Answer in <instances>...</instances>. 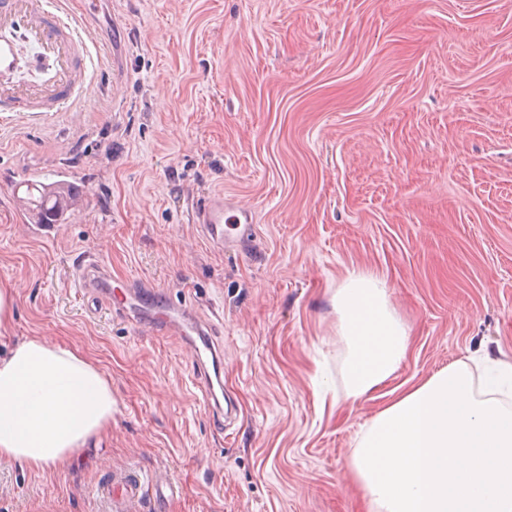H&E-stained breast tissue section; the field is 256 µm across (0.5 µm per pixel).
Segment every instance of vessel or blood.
Listing matches in <instances>:
<instances>
[{"mask_svg":"<svg viewBox=\"0 0 512 512\" xmlns=\"http://www.w3.org/2000/svg\"><path fill=\"white\" fill-rule=\"evenodd\" d=\"M87 13L72 12L67 0H0V117H19L28 124L42 123L57 112L71 111L91 79L90 66L103 64L95 42L88 35ZM22 36L37 50L36 60L45 73L36 87L18 89L5 82L6 74L23 67L14 38ZM253 208L239 201L226 200L223 194L208 198L197 212V221L205 239L224 250L238 249L255 232ZM107 271L89 261L78 271L81 288L98 293L107 282ZM165 329L190 340L189 349L199 372L204 375L202 399L206 407H216L218 397L211 377L206 374L207 359H219L221 351L208 339L203 324H187L161 315ZM154 483H143L133 473H123L103 486L102 495L121 505L155 491Z\"/></svg>","mask_w":512,"mask_h":512,"instance_id":"vessel-or-blood-1","label":"vessel or blood"}]
</instances>
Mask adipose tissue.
Instances as JSON below:
<instances>
[{
  "mask_svg": "<svg viewBox=\"0 0 512 512\" xmlns=\"http://www.w3.org/2000/svg\"><path fill=\"white\" fill-rule=\"evenodd\" d=\"M346 341L344 398L364 399L406 360L409 332L381 276L349 270L334 297ZM512 364L467 362L404 390L371 421L350 468L366 512H512ZM112 388L79 349L40 336L0 356V461L68 467L112 425Z\"/></svg>",
  "mask_w": 512,
  "mask_h": 512,
  "instance_id": "obj_1",
  "label": "adipose tissue"
}]
</instances>
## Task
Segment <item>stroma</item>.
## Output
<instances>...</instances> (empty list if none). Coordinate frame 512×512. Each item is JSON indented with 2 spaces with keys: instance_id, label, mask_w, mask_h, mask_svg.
<instances>
[{
  "instance_id": "35a3bbf8",
  "label": "stroma",
  "mask_w": 512,
  "mask_h": 512,
  "mask_svg": "<svg viewBox=\"0 0 512 512\" xmlns=\"http://www.w3.org/2000/svg\"><path fill=\"white\" fill-rule=\"evenodd\" d=\"M76 111L0 119V285L13 326L79 347L112 385V428L64 471L0 462V512H109L118 469L167 477L135 512H365L348 468L374 415L472 354L512 363V0H99ZM68 175L82 205L28 225L20 185ZM256 211L235 251L194 222L211 195ZM129 287L78 288L85 258ZM383 276L410 351L343 401L333 297ZM192 312L224 352L204 408Z\"/></svg>"
}]
</instances>
